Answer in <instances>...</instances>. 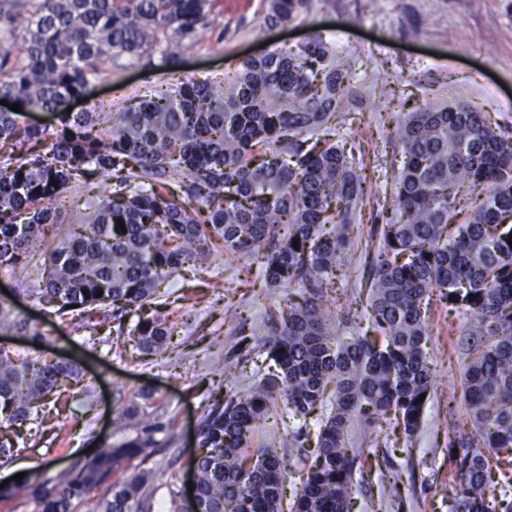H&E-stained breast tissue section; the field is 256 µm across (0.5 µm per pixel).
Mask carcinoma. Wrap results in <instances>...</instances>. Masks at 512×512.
Masks as SVG:
<instances>
[{
	"label": "carcinoma",
	"instance_id": "cac0c4a2",
	"mask_svg": "<svg viewBox=\"0 0 512 512\" xmlns=\"http://www.w3.org/2000/svg\"><path fill=\"white\" fill-rule=\"evenodd\" d=\"M310 0H268L263 25L285 24ZM214 0H0V93L22 112H0V269L26 271L24 289L86 332L105 323L125 335L123 311L154 304L162 284L214 252L260 264L270 288H287L257 348L272 364L242 394L228 388L200 426L196 496L202 512H283L290 475L276 449L255 447L258 425L283 403L288 447L316 438V457L300 475L290 512H350L369 484L347 446L355 420L392 421L411 437L431 395L428 315L437 291L462 319L470 360L463 400L473 425L448 441L453 483L448 512H512V475L487 496L486 452L512 450V132L458 102L411 113L396 139L405 161L393 171L392 204L380 244L369 254V307L376 335L360 326L343 338L323 306L352 241L348 228L366 193V176L347 143L336 140L343 95L353 77L319 34L241 62L221 86L189 79L105 114L67 111L114 56L162 71L180 70V47L212 24ZM52 112L53 128L21 124ZM112 177V191L84 204L80 230L59 236L41 266L29 243L61 222L54 201L73 185ZM488 186L474 209L460 205L464 183ZM40 192H35V189ZM126 230L115 229L117 221ZM298 246H293V241ZM48 343L40 327L0 299V330ZM173 326L154 314L133 335L144 354L161 351ZM224 357V375L243 370L253 348ZM80 365L0 349V423L32 420L59 383L78 382ZM154 393L118 414L133 437L100 442L72 468L0 488L20 493L33 512H74L102 485L100 512H151L147 461L165 425L150 419Z\"/></svg>",
	"mask_w": 512,
	"mask_h": 512
}]
</instances>
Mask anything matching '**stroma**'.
Segmentation results:
<instances>
[{"mask_svg": "<svg viewBox=\"0 0 512 512\" xmlns=\"http://www.w3.org/2000/svg\"><path fill=\"white\" fill-rule=\"evenodd\" d=\"M267 0H217L211 26L183 50L179 74L166 73L121 56L93 80L91 102L122 108L178 80L223 79L242 58L295 47L308 34L335 39L341 60L355 72L342 114L341 139L352 146L367 175L362 212L350 230L353 248L340 289H329L332 311L367 320V244L375 238L391 201L392 174L403 161L391 137L397 118L432 106L464 102L492 125L512 128V0H311L306 14L277 28H262ZM17 313L42 326L49 344L45 359L70 357L83 367V381L62 387L24 432L25 448L0 459V478L25 472L43 479L85 457L89 446L111 437L119 409L142 388L154 392L153 411L165 425L148 460L152 512H168L169 489L183 483L197 450L195 435L204 412L225 386L224 358L239 337L226 317L241 313L247 328L263 335L267 314L282 306L286 289L263 290L260 269L217 254L199 269L177 276L161 309L175 322L167 348L140 354L129 338L77 330L51 308L23 292L0 271V288ZM433 392L413 438L402 429L383 431L352 425L350 450L372 470L370 486L352 512H448V435L471 428L460 390L468 356L460 318L438 298L430 300ZM402 475L401 495L389 494L392 472Z\"/></svg>", "mask_w": 512, "mask_h": 512, "instance_id": "obj_1", "label": "stroma"}]
</instances>
